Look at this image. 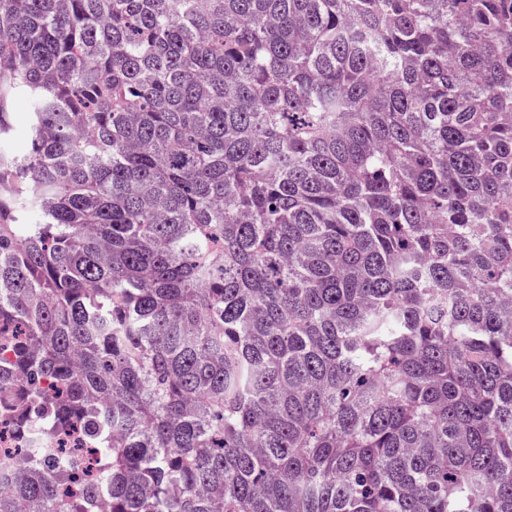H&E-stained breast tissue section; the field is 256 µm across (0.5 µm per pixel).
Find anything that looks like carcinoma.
<instances>
[{"instance_id":"obj_1","label":"carcinoma","mask_w":512,"mask_h":512,"mask_svg":"<svg viewBox=\"0 0 512 512\" xmlns=\"http://www.w3.org/2000/svg\"><path fill=\"white\" fill-rule=\"evenodd\" d=\"M20 99L0 512H512V0H0ZM12 112L14 131L9 140L1 143V148L11 154H24L29 147V115L22 105L14 107Z\"/></svg>"}]
</instances>
